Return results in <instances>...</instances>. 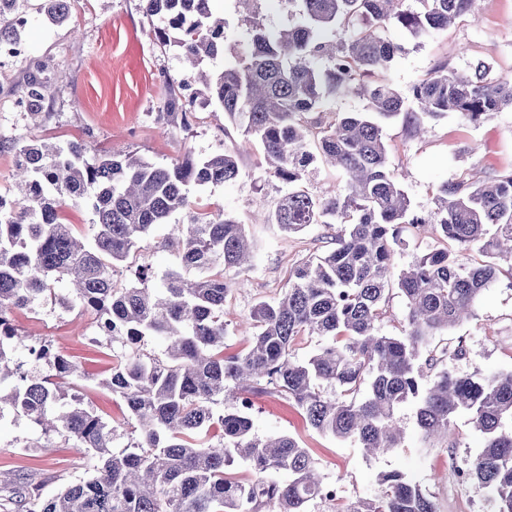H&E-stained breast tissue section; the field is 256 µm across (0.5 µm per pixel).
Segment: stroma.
Returning <instances> with one entry per match:
<instances>
[{
    "mask_svg": "<svg viewBox=\"0 0 512 512\" xmlns=\"http://www.w3.org/2000/svg\"><path fill=\"white\" fill-rule=\"evenodd\" d=\"M477 20H462L447 31L414 40L402 27L390 24L381 37L405 45L386 77L403 96L438 63L464 68L475 59L491 64L495 76L512 75V0H478ZM26 26L19 37L24 52L0 58V140L36 134L49 142L83 140L90 154L108 150L136 153L156 164L184 154L204 158L238 151L241 178L225 185L192 190L194 203H217L246 226L256 252L253 269L233 274L234 288L224 304V321L232 331L229 350L242 348L248 338L245 323L261 300L278 299L291 268L322 254L332 231L314 225L284 234L262 223L286 185L265 172L259 146L241 149L242 135L225 121L223 112L198 109L191 132L166 123L158 113L166 81L181 84L185 94L200 90L176 47L160 44L154 31L161 19L147 20L139 0H75L69 20L55 25L40 11L38 0H26ZM47 63L53 94V117L35 121L18 103L19 86L34 61ZM389 159L407 191L414 211L431 215L443 183L460 178L481 181L490 174L512 170V110L495 113L473 125L450 115L428 122L423 136H412L403 117L383 124ZM91 318L59 306L40 305L18 314L17 327L29 338L51 337L69 355L84 354L93 332ZM441 339L462 342L466 354L454 361L459 373L512 371V273L501 272L483 291L469 320L442 331ZM108 361L86 362L82 389L86 401L110 420L122 415L111 393L101 387ZM253 419L263 435L290 434L308 448L325 481L343 486L346 499L379 493L377 476L399 469L433 497L438 512H493L485 493L475 485L457 482L452 467L480 447L482 435L467 416H456L447 441L426 445L420 439L411 407L401 409L404 440L387 453L366 454L358 442L340 441L307 428L295 407L280 396L253 397ZM38 437L26 419L6 417L0 422V496L15 486L37 483L51 494L64 481L82 476L89 464L76 448L43 450L33 447Z\"/></svg>",
    "mask_w": 512,
    "mask_h": 512,
    "instance_id": "obj_1",
    "label": "stroma"
}]
</instances>
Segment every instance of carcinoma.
I'll list each match as a JSON object with an SVG mask.
<instances>
[{"instance_id": "1", "label": "carcinoma", "mask_w": 512, "mask_h": 512, "mask_svg": "<svg viewBox=\"0 0 512 512\" xmlns=\"http://www.w3.org/2000/svg\"><path fill=\"white\" fill-rule=\"evenodd\" d=\"M250 29L246 49L226 51L224 19L212 0H140L148 17L168 27L154 31L197 69L208 106L262 148L266 172L288 191L264 223L286 234L313 224L337 225L332 247L288 275V288L249 314L254 332L244 348L228 352L224 302L232 282L224 271L252 267L246 228L216 206L193 205L189 190L241 176L238 158L190 154L169 164L132 152L88 156L83 141L49 144L36 136L12 142L22 194H0V421L23 416L52 439L93 456V472L64 483L50 496L36 487L21 512H309L325 481L317 462L292 435L260 436L252 396L277 392L297 407L306 427L338 440H356L369 454L400 447L399 411L414 409L421 441L448 437L451 420L469 418L483 435L480 451L464 461V479L491 493L495 512H512V373L460 374L452 363L463 346L434 345L438 333L470 319L479 295L502 267L512 272V171L477 185L444 183L431 217L411 209L391 170L382 120L405 114L410 129L449 113L479 124L512 109V76L494 78L480 60L461 73L443 62L418 80L405 100L387 79L404 46L375 30L393 22L412 38L475 17L477 0H284L301 18L272 33L253 5L236 0ZM41 10L65 22L71 0H42ZM26 20L20 0H0V44L18 41ZM343 34L332 39L327 32ZM230 53L215 76L199 69ZM326 58L320 70L312 60ZM46 65L29 71L20 102L45 123L52 97ZM357 94L365 112L325 120V98ZM197 98L170 86L160 115L188 132ZM346 178L331 196L305 183L318 163ZM91 211L87 241L62 221L65 205ZM171 225L158 247L176 252L177 265L157 274L137 263L154 229ZM430 225L455 248H432L396 270L402 225ZM478 247L480 259L471 256ZM92 316L97 352L115 363L101 386L123 402V421L111 422L85 402L78 358L41 338L26 343L15 316L36 303L56 302ZM405 303L400 334L382 332L393 290ZM302 336L319 343L293 356ZM149 338L164 344L145 349ZM44 361L28 374L17 355ZM235 403L224 410V401ZM243 465L249 476L235 468ZM382 493L336 505V512H437L433 500L403 472L378 475Z\"/></svg>"}]
</instances>
